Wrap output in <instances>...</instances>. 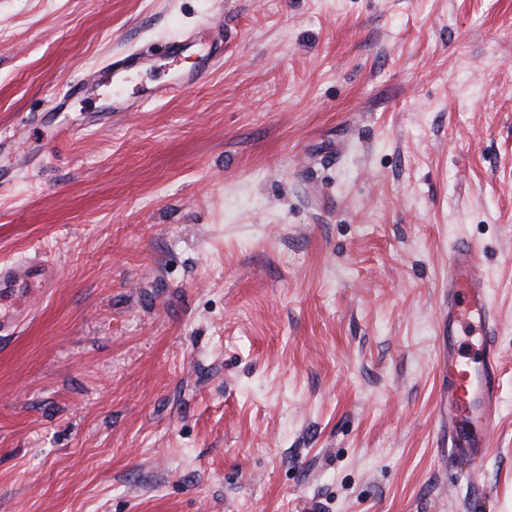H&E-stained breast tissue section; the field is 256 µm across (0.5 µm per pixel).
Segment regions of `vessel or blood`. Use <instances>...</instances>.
<instances>
[{"mask_svg":"<svg viewBox=\"0 0 512 512\" xmlns=\"http://www.w3.org/2000/svg\"><path fill=\"white\" fill-rule=\"evenodd\" d=\"M219 61L217 50L202 54L198 68L169 78L168 89L197 85ZM56 270L43 256L18 263L0 260V287L16 283L50 287ZM448 311L440 328L445 371L439 399L441 428L434 445L471 463L483 458L498 425L500 384L496 365L497 316L473 247L457 241L448 253Z\"/></svg>","mask_w":512,"mask_h":512,"instance_id":"obj_1","label":"vessel or blood"}]
</instances>
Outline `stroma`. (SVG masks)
Listing matches in <instances>:
<instances>
[{"mask_svg":"<svg viewBox=\"0 0 512 512\" xmlns=\"http://www.w3.org/2000/svg\"><path fill=\"white\" fill-rule=\"evenodd\" d=\"M188 33L222 64L152 97ZM461 239L498 318L475 466L433 446ZM37 252L0 512H512V0H0V255ZM151 62L149 59L140 55H129L123 58H119L112 62L114 69L121 75L119 79L115 81V87L112 90V112H136L140 106L139 99L128 98L123 94V84L125 79V73L147 66Z\"/></svg>","mask_w":512,"mask_h":512,"instance_id":"stroma-1","label":"stroma"}]
</instances>
